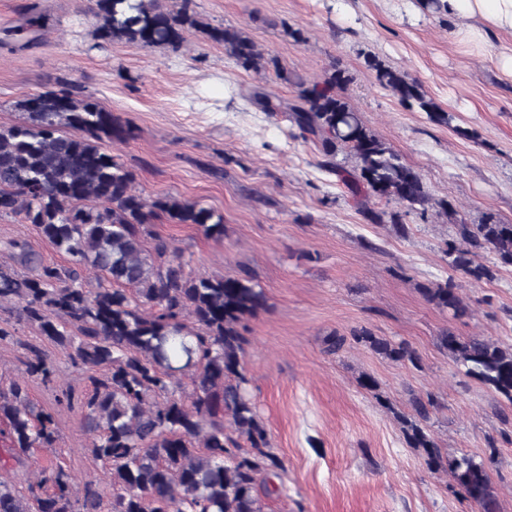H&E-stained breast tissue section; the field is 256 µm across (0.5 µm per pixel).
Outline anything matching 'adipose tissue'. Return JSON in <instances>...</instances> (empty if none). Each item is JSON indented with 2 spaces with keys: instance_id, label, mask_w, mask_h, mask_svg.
<instances>
[{
  "instance_id": "ef3b65f1",
  "label": "adipose tissue",
  "mask_w": 512,
  "mask_h": 512,
  "mask_svg": "<svg viewBox=\"0 0 512 512\" xmlns=\"http://www.w3.org/2000/svg\"><path fill=\"white\" fill-rule=\"evenodd\" d=\"M421 10L448 21L456 41L480 48L501 37L496 66L512 77V0H417Z\"/></svg>"
}]
</instances>
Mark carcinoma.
Instances as JSON below:
<instances>
[{"label":"carcinoma","instance_id":"obj_1","mask_svg":"<svg viewBox=\"0 0 512 512\" xmlns=\"http://www.w3.org/2000/svg\"><path fill=\"white\" fill-rule=\"evenodd\" d=\"M96 2L99 30L112 40L175 47L185 30L199 26L186 3L171 11L157 0ZM45 26L43 16L32 15L5 35ZM209 37L224 44L238 67L262 68L261 53L242 32L213 29ZM369 66L379 85L403 104L434 122H447V113L407 73L376 59ZM349 82L346 71L335 68L320 83L300 85L296 103L288 106L302 137L319 147L323 167L336 172L337 155H352L356 167L344 182L364 219L382 224L388 217L401 236L408 233L407 225L375 202L393 199L409 210L433 204L450 215L448 201H432L420 173L364 125L340 93ZM253 101L264 112L282 109L281 101L260 88ZM17 108L26 120L0 129V215L20 216L69 256V265L43 263L26 241L7 242L34 275L0 267V307L17 306L21 318L91 372L90 391L77 401L71 390L65 396L68 404H78L93 435L91 453L109 467V512H263L260 475L275 474L284 465L271 451L246 389L240 325L266 309L267 296L248 275L193 274L179 249L151 230L164 217L220 240L223 217L197 201L149 200L137 193L133 173L102 147V141L124 140L130 131L94 100L61 88L27 98ZM64 124L85 137L67 135ZM456 229L466 248L448 244L455 269L477 280L493 279L491 268L472 264L477 251L512 265V224L489 219ZM148 237L153 240L149 248ZM84 268L97 273V287H84ZM423 293L454 318L468 314L450 283ZM354 338L393 361L416 363L406 342L393 343L365 329ZM440 343L466 375L512 405V345L451 332ZM27 370L46 380L53 376L52 366L38 353ZM184 376L190 380L189 393L180 390ZM414 411L417 419L405 421L410 446L425 450L430 469L448 471L480 512H496L484 465L467 456L443 457L422 426L429 419L427 404L414 401ZM226 416L234 437L225 433ZM0 420L10 441L0 448V512H101L96 491L86 489L81 502L72 498L70 476L57 464L31 471L27 490L15 485L9 460L20 463L32 449L57 441L52 415L29 399L23 382L0 389Z\"/></svg>","mask_w":512,"mask_h":512}]
</instances>
